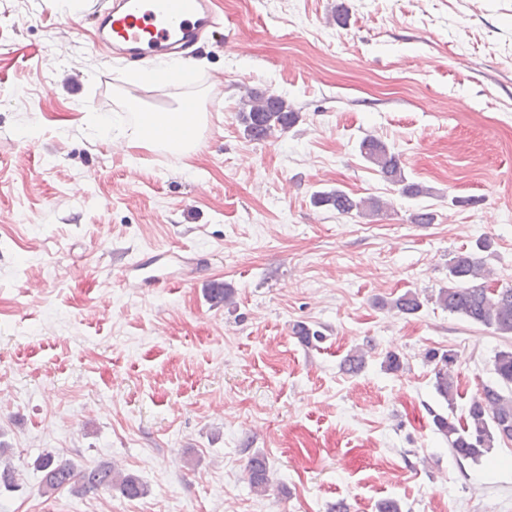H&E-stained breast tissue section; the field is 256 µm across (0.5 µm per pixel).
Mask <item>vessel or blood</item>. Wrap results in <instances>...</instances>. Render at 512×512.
<instances>
[{
	"instance_id": "vessel-or-blood-1",
	"label": "vessel or blood",
	"mask_w": 512,
	"mask_h": 512,
	"mask_svg": "<svg viewBox=\"0 0 512 512\" xmlns=\"http://www.w3.org/2000/svg\"><path fill=\"white\" fill-rule=\"evenodd\" d=\"M72 23L80 32L92 28V46L104 60L152 66L196 54L217 20L212 0H98L90 17Z\"/></svg>"
}]
</instances>
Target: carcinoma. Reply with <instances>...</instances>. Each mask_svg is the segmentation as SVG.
Returning <instances> with one entry per match:
<instances>
[{"mask_svg": "<svg viewBox=\"0 0 512 512\" xmlns=\"http://www.w3.org/2000/svg\"><path fill=\"white\" fill-rule=\"evenodd\" d=\"M237 120L244 135L251 140H265L275 133H284L299 122L301 115L285 97L269 90L249 89L241 99ZM361 156L389 183L399 187V193L410 199L432 194L421 183L408 180L398 154L382 140L363 139ZM311 202L318 208L332 209L339 215L359 218L373 216L383 208L376 198H355L336 188L317 191ZM215 304H234L233 292L222 284L209 289ZM437 302L448 312L493 329L501 336L512 335V287L491 288L487 285V270L481 258L472 253L460 254L448 265V286L438 291ZM422 306L419 294L407 291L392 301L399 313H416ZM426 357L436 362L434 387L448 406L454 405L456 394L452 365L455 357L429 352ZM497 382L485 385L471 400L465 423L457 425L442 415L434 416L439 432L448 438L453 453L463 459L478 460L499 439L512 440V351L502 350L495 356ZM36 468L42 472L44 493L66 488L84 492L116 488L128 499L144 495V486L131 474H123L115 466L103 465L75 471L74 466L47 453L38 458ZM248 482L253 491L264 494L269 490L270 477L264 457L255 455L247 465Z\"/></svg>", "mask_w": 512, "mask_h": 512, "instance_id": "obj_1", "label": "carcinoma"}]
</instances>
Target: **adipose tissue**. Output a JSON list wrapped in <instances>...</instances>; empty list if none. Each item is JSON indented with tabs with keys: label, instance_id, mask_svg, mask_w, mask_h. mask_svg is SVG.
<instances>
[{
	"label": "adipose tissue",
	"instance_id": "ef3b65f1",
	"mask_svg": "<svg viewBox=\"0 0 512 512\" xmlns=\"http://www.w3.org/2000/svg\"><path fill=\"white\" fill-rule=\"evenodd\" d=\"M207 124L204 112H141L136 103L116 112L105 128L106 136L122 139L131 149L167 151L183 157L194 155L202 145Z\"/></svg>",
	"mask_w": 512,
	"mask_h": 512
}]
</instances>
